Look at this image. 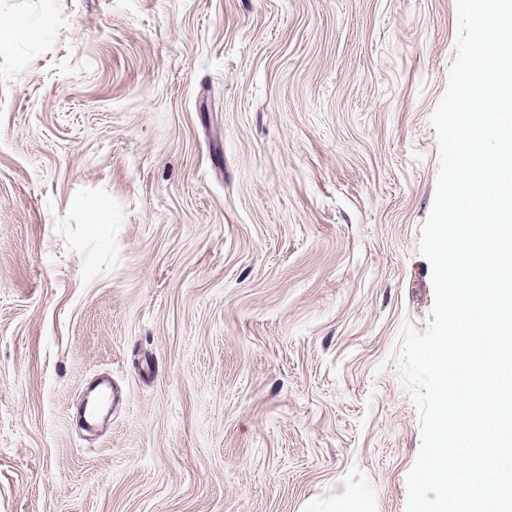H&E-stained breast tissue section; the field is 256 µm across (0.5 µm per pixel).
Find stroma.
<instances>
[{"instance_id":"stroma-1","label":"stroma","mask_w":512,"mask_h":512,"mask_svg":"<svg viewBox=\"0 0 512 512\" xmlns=\"http://www.w3.org/2000/svg\"><path fill=\"white\" fill-rule=\"evenodd\" d=\"M0 16V512H406L455 0Z\"/></svg>"}]
</instances>
